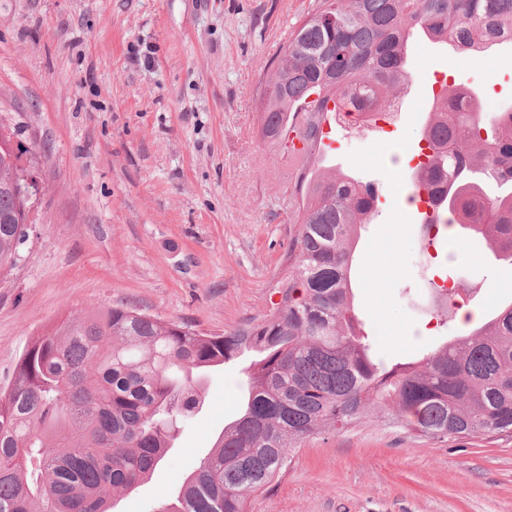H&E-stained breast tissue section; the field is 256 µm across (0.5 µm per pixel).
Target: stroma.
I'll use <instances>...</instances> for the list:
<instances>
[{
  "mask_svg": "<svg viewBox=\"0 0 512 512\" xmlns=\"http://www.w3.org/2000/svg\"><path fill=\"white\" fill-rule=\"evenodd\" d=\"M319 0H0V118L39 161L20 259L0 276V384L31 336L123 302L207 333L259 322L279 296L292 222L287 159L260 135L266 64ZM409 95L380 127L337 129L339 173L379 188L351 272L355 312L379 359L422 357L466 328L440 317L447 273L504 298L512 267L488 248L428 244L408 204L432 76L512 106V46L481 59L416 41ZM202 403L151 480L116 512H156L233 420L236 363L195 376ZM255 512H512V437L467 447L380 416L297 449Z\"/></svg>",
  "mask_w": 512,
  "mask_h": 512,
  "instance_id": "stroma-1",
  "label": "stroma"
}]
</instances>
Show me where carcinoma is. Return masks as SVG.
<instances>
[{
	"label": "carcinoma",
	"mask_w": 512,
	"mask_h": 512,
	"mask_svg": "<svg viewBox=\"0 0 512 512\" xmlns=\"http://www.w3.org/2000/svg\"><path fill=\"white\" fill-rule=\"evenodd\" d=\"M478 56L512 43V0H321L288 40L260 98L261 135L281 144L299 100L311 144L318 115L379 112L412 82L410 39ZM411 197L435 186L438 237L486 243L512 267V107L482 111L477 92L448 90L421 130ZM35 166L28 149L0 154V274L12 269L28 225L14 220L11 170ZM296 244L281 300L259 323L207 334L117 304L55 323L32 338L0 388V512H111V496L146 481L202 398L189 379L248 358V393L209 453L160 512H251L308 439L357 426L377 411L437 442L512 436V303L417 362L387 365L352 307L357 228L377 190L317 162L294 166ZM461 281L435 286L455 306Z\"/></svg>",
	"instance_id": "carcinoma-1"
}]
</instances>
